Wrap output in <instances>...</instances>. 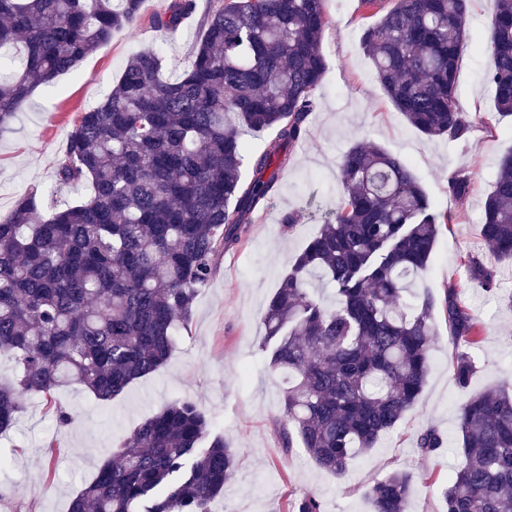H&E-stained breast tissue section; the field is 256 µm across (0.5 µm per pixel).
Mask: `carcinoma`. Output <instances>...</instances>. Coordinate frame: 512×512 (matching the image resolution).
<instances>
[{"instance_id":"cac0c4a2","label":"carcinoma","mask_w":512,"mask_h":512,"mask_svg":"<svg viewBox=\"0 0 512 512\" xmlns=\"http://www.w3.org/2000/svg\"><path fill=\"white\" fill-rule=\"evenodd\" d=\"M382 15L363 27L360 49L398 112L429 139L470 128L458 100V60L469 0H360ZM144 0H0V136L12 131L33 91L49 86L112 38L138 24ZM196 0H169L151 18L176 30ZM325 0H217L182 74L162 80L153 48L130 57L115 85L80 113L56 162L59 183L90 186L74 202L31 187L0 216V355L16 375L0 380V435L13 429L23 396L63 386L112 400L170 359L216 256L240 243L244 225L279 191L326 70ZM484 77L498 110L512 116V0H494ZM272 130L260 151L247 132ZM248 168V177L242 169ZM343 195L271 297L263 324L269 365L285 374L279 433L335 475L394 429L420 395L442 306L453 341L479 342L481 324L450 285L406 304L411 279L429 264L445 211L434 209L406 164L377 147L340 158ZM470 177L448 179L469 195ZM480 232L512 258V152L498 164ZM471 283L496 290L483 257L464 258ZM335 289L326 306L311 287ZM471 357L454 364L468 386ZM464 462L443 491V512H512V384L460 408ZM438 454L440 431L416 439ZM237 452L191 399H177L124 439L116 458L70 503L69 512H212ZM415 475L395 470L369 489L373 512H407ZM292 512H322L305 494Z\"/></svg>"}]
</instances>
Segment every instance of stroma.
Returning a JSON list of instances; mask_svg holds the SVG:
<instances>
[{"mask_svg": "<svg viewBox=\"0 0 512 512\" xmlns=\"http://www.w3.org/2000/svg\"><path fill=\"white\" fill-rule=\"evenodd\" d=\"M166 3L148 0L144 21L115 35L52 86L35 90L23 105L12 132L0 137L1 215L33 186L75 198L71 187L56 180V157L80 112L111 88L132 55L164 47V78L181 72L202 30L194 20L174 33L153 28L149 15ZM325 11L327 69L314 92L306 135L292 165L279 174L280 191L270 210L257 211L240 246L217 258V272L199 293L192 320L179 332L161 371L110 401L76 387L59 388L48 398H24L17 426L0 438V512H69L72 498L93 480L120 440L179 398L194 400L208 415L212 432L238 455L236 473L213 512H288L290 502L304 494L315 495L322 512H372L368 487L398 467L416 475L409 512H441L442 491L464 460L456 426L462 404L512 377V261L488 251L480 236L482 207L498 162L512 151V116H499L483 78L491 2L471 0L469 38L458 61L459 102L471 127L459 138H426L396 111L359 47L360 0H326ZM356 143L403 159L429 200L451 215L413 292L439 297L447 285L463 288L484 331L469 350L470 382L459 386L453 367L458 348L443 314H436L438 334L420 396L392 431L369 452L355 455L338 476L320 469L301 445L281 447L277 423L283 379L269 367L263 350V317L297 254L339 201L337 163ZM460 170L471 176V191L462 200L448 192L449 174ZM300 208L304 219L294 229L285 228L284 216ZM470 252L483 254L495 269L496 293L470 284L463 264ZM61 409L70 414L69 424H60ZM429 427L445 440L433 457L422 455L415 444L417 434Z\"/></svg>", "mask_w": 512, "mask_h": 512, "instance_id": "obj_1", "label": "stroma"}]
</instances>
